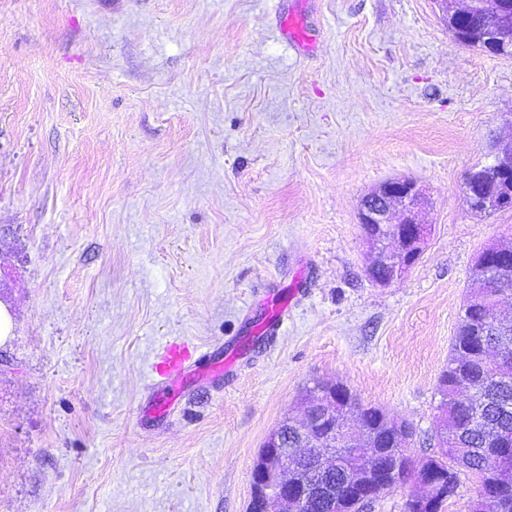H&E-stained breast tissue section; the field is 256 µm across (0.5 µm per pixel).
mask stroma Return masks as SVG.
Returning a JSON list of instances; mask_svg holds the SVG:
<instances>
[{"mask_svg":"<svg viewBox=\"0 0 512 512\" xmlns=\"http://www.w3.org/2000/svg\"><path fill=\"white\" fill-rule=\"evenodd\" d=\"M279 10L0 0V512H247L315 379L430 454L472 266L512 242V209L463 189L512 137V57L455 43L433 0H306L302 57ZM394 178L431 234L383 287L358 211ZM172 342L231 365L144 418Z\"/></svg>","mask_w":512,"mask_h":512,"instance_id":"1","label":"stroma"}]
</instances>
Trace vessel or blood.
Segmentation results:
<instances>
[{
  "mask_svg": "<svg viewBox=\"0 0 512 512\" xmlns=\"http://www.w3.org/2000/svg\"><path fill=\"white\" fill-rule=\"evenodd\" d=\"M279 26L298 47L310 49L312 37L308 32L305 17L300 11L283 9L279 16ZM154 369L158 388L154 405L158 412L163 413L182 393L189 380L198 379L210 373H223L225 367L222 363L214 361L209 362L207 367H199L195 361H192L185 346L172 343L163 348Z\"/></svg>",
  "mask_w": 512,
  "mask_h": 512,
  "instance_id": "obj_1",
  "label": "vessel or blood"
}]
</instances>
